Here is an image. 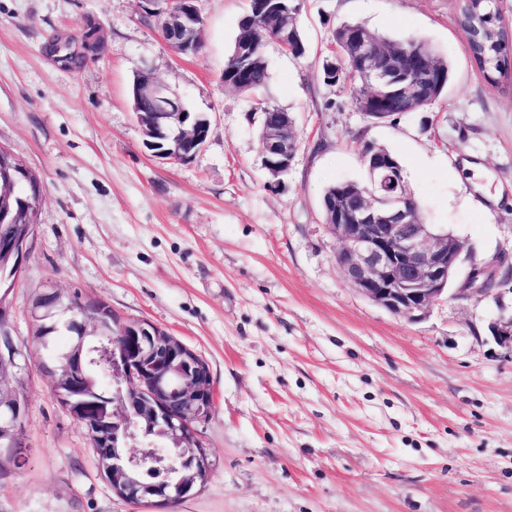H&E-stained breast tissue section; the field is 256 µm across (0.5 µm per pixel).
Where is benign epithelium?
Returning <instances> with one entry per match:
<instances>
[{
  "mask_svg": "<svg viewBox=\"0 0 512 512\" xmlns=\"http://www.w3.org/2000/svg\"><path fill=\"white\" fill-rule=\"evenodd\" d=\"M199 0H170L157 15L165 16L161 30L185 29L202 32ZM364 45L362 75L376 97L391 96L398 104H413L423 97L419 78L407 69L403 56L392 55L359 37ZM134 99L151 106L149 115H138L144 144L161 150L154 156L175 162L191 160L207 141L210 122L187 112L171 98V92L149 71L140 74ZM294 120L260 133L264 163L277 177L286 159L294 157ZM377 193L366 194L359 185L347 183L336 191L335 210L327 212L325 226L339 243L336 265L362 296L395 316L416 320L448 293L456 277L463 245L454 235L438 232L419 219V206L401 181L389 156L381 149L365 152ZM11 224H28L31 233L0 247L10 259V278L17 279L31 251L38 212L4 213ZM507 258L495 256L474 265L454 294L457 299H486L499 295V280ZM61 293L48 281L32 303L34 340L48 347L44 319L52 310L71 314L76 342L59 365L42 362L55 380L65 411L83 424L96 449L100 469L119 498L134 505H172L192 496L210 479L212 463L203 448L199 426L215 408L213 383L205 361L190 347L148 321L120 325L112 347L113 374L120 378L123 395L107 410L88 384L84 342L88 327L101 309L84 297L61 307ZM10 292L0 295V463L22 465L27 458L23 423L26 406L21 401L20 381L10 370L28 366L29 352L18 344L10 324ZM497 341L512 347V318L492 325ZM158 425L182 445L179 460L165 459L143 448L127 456L119 447V430L130 424ZM151 467L161 481L145 484L141 470Z\"/></svg>",
  "mask_w": 512,
  "mask_h": 512,
  "instance_id": "7a95c632",
  "label": "benign epithelium"
}]
</instances>
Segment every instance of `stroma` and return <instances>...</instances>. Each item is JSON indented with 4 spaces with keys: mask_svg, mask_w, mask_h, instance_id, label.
Instances as JSON below:
<instances>
[{
    "mask_svg": "<svg viewBox=\"0 0 512 512\" xmlns=\"http://www.w3.org/2000/svg\"><path fill=\"white\" fill-rule=\"evenodd\" d=\"M458 3L303 0L305 56L268 43L267 83L247 94L225 85L224 62L248 0H200L191 56L143 0H0V147L46 187L10 295L16 340L31 344V301L50 280L153 323L210 370L211 478L153 512H512V349L490 331L512 318V292L393 315L344 279L322 213L326 187L367 184L372 145L398 160L424 222L463 242L461 271L512 256V77L493 85L473 65ZM90 22L102 59L64 68L52 39ZM346 23L426 40L450 65L445 95L384 120L359 112L358 83L323 80ZM140 70L208 116L190 162L144 147ZM264 103L294 117L299 139L277 178L263 166ZM40 361L21 374L28 459L0 476V512H138Z\"/></svg>",
    "mask_w": 512,
    "mask_h": 512,
    "instance_id": "obj_1",
    "label": "stroma"
}]
</instances>
